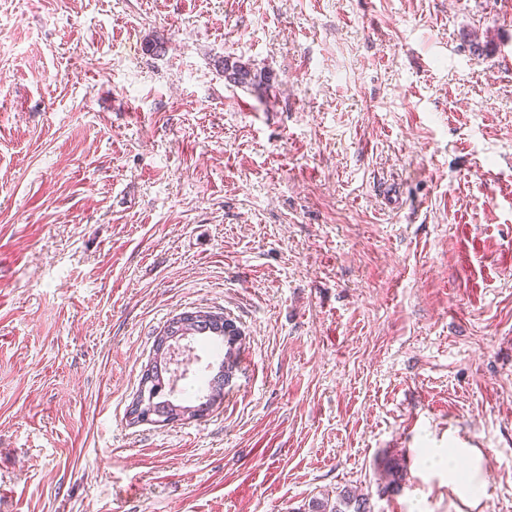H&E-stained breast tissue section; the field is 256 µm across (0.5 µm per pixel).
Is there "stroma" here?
I'll return each mask as SVG.
<instances>
[{"label":"stroma","mask_w":512,"mask_h":512,"mask_svg":"<svg viewBox=\"0 0 512 512\" xmlns=\"http://www.w3.org/2000/svg\"><path fill=\"white\" fill-rule=\"evenodd\" d=\"M196 310L244 333L223 399L130 424ZM346 489L512 512V0H0V512ZM222 71L227 84L245 89L254 88L266 90L271 86V74L265 70H258L253 63L241 59L231 60L230 57L222 61ZM142 374L144 375V380L141 385L140 392L137 393L134 402L131 404L129 409V419L131 421L136 420L139 423L143 422H154V423H163L169 424L173 422H177V419H167L162 422L163 418L160 413L156 412L154 406L152 404V382L153 379V371L152 365H148L144 368Z\"/></svg>","instance_id":"stroma-1"}]
</instances>
